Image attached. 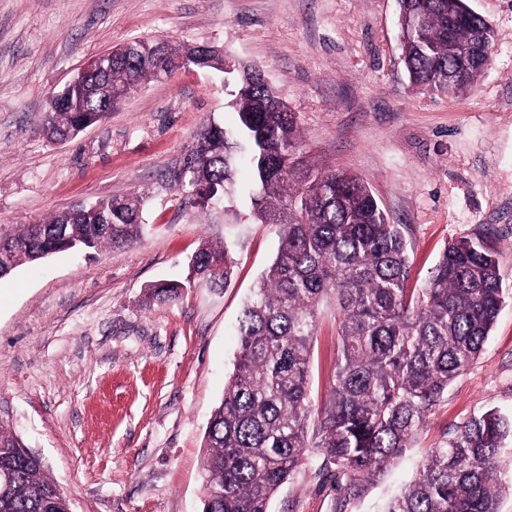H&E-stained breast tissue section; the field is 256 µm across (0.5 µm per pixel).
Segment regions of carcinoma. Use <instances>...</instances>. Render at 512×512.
Here are the masks:
<instances>
[{"label":"carcinoma","instance_id":"obj_1","mask_svg":"<svg viewBox=\"0 0 512 512\" xmlns=\"http://www.w3.org/2000/svg\"><path fill=\"white\" fill-rule=\"evenodd\" d=\"M403 59L412 85L466 90L476 62L465 46L490 43L455 0H402ZM187 45L163 43L158 59L117 57L46 113L43 132L70 138L104 119L162 68H187ZM268 82L235 85L227 107L236 126L208 122L184 158L180 187L235 192L239 175L253 211L280 226L272 263L239 319L240 351L204 434L202 512H269L278 489L309 459L321 461L348 498L392 467L412 445L450 383L474 363L504 303L497 245L487 234L445 246L421 288H410L406 227L390 223L369 184L345 171L304 175L289 161L298 126L292 112L268 111ZM138 195L102 199L93 210L54 213L40 224L0 225V278L78 246H131L143 229ZM235 260L228 245L200 243L188 279L221 288ZM185 284L164 281L148 301L173 302ZM336 308L337 358L325 406L313 403L310 371L322 303ZM512 415L496 409L463 420L445 446L429 451L383 512H499L512 476L497 465ZM0 512H63L55 483L21 441L0 426Z\"/></svg>","mask_w":512,"mask_h":512}]
</instances>
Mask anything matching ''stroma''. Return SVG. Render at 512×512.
<instances>
[{"instance_id":"35a3bbf8","label":"stroma","mask_w":512,"mask_h":512,"mask_svg":"<svg viewBox=\"0 0 512 512\" xmlns=\"http://www.w3.org/2000/svg\"><path fill=\"white\" fill-rule=\"evenodd\" d=\"M466 3L494 30L490 63L472 89L440 94L409 82L397 0H0V225L146 198L135 246L60 253L0 279V426L41 458L72 512H202L204 432L234 369L242 306L278 245L277 226L254 221L249 200L201 212L165 177L203 124H234L219 71L147 82L66 143L43 138L50 95L133 39L261 65L297 117L303 167L362 177L391 222L407 225L412 287L448 243L487 230L497 239L505 301L481 355L344 512H379L464 419L512 413V0ZM205 240L234 247L230 284L146 304L147 286L184 277ZM335 362L326 304L317 404ZM336 497L314 461L270 512H334Z\"/></svg>"}]
</instances>
